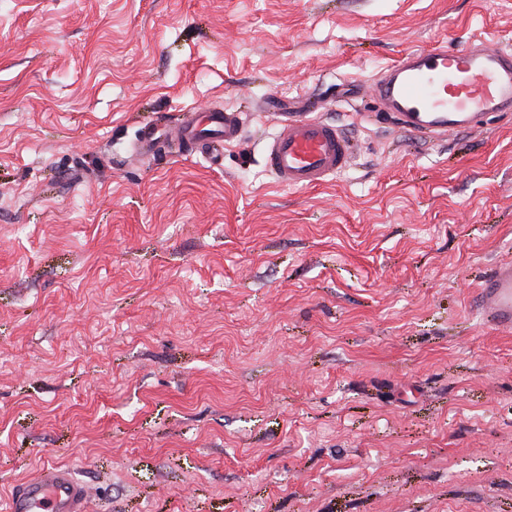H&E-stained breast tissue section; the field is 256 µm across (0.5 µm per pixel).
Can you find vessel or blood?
Here are the masks:
<instances>
[{"label": "vessel or blood", "instance_id": "vessel-or-blood-1", "mask_svg": "<svg viewBox=\"0 0 512 512\" xmlns=\"http://www.w3.org/2000/svg\"><path fill=\"white\" fill-rule=\"evenodd\" d=\"M373 100L400 127L429 138L482 130L497 112H512V53L496 41L473 39L451 50L434 47L403 54L368 83ZM240 113L213 105L186 113L176 139L188 150H221L238 143ZM164 126L141 130L142 151L166 155ZM353 145L343 126L306 112L287 113L271 136L265 167L284 187H316L347 171ZM485 322L512 329V256L498 260L478 284ZM0 512H89V489L69 467L43 466L36 477L14 487Z\"/></svg>", "mask_w": 512, "mask_h": 512}]
</instances>
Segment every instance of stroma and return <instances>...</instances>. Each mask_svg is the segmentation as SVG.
<instances>
[{"mask_svg":"<svg viewBox=\"0 0 512 512\" xmlns=\"http://www.w3.org/2000/svg\"><path fill=\"white\" fill-rule=\"evenodd\" d=\"M494 37L512 0H0V497L48 463L90 512H512V117L430 139L360 83ZM352 135L316 189L271 106ZM245 113L222 156L141 124ZM167 127L150 123L141 129L139 147L142 151L150 152L158 156H170L172 152L166 150ZM477 296L485 322L512 329V256L498 260L478 284Z\"/></svg>","mask_w":512,"mask_h":512,"instance_id":"obj_1","label":"stroma"}]
</instances>
